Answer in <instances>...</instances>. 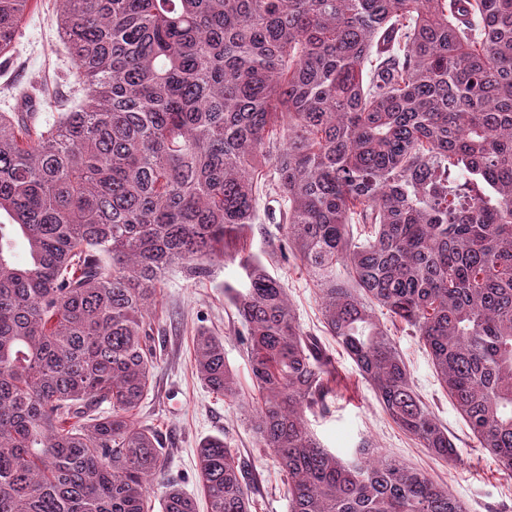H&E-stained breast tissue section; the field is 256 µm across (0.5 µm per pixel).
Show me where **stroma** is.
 I'll return each mask as SVG.
<instances>
[{"label": "stroma", "instance_id": "35a3bbf8", "mask_svg": "<svg viewBox=\"0 0 512 512\" xmlns=\"http://www.w3.org/2000/svg\"><path fill=\"white\" fill-rule=\"evenodd\" d=\"M58 11V0H30L11 50L0 54V112L20 111L25 93L67 98L65 51L56 25ZM286 231L279 196L272 188H264L257 198L256 221L245 247L285 285L301 329L317 340L335 369L326 409L308 416L317 437L344 456L362 441H369L381 453L422 469L446 485L462 499L467 512H512V477L500 471L496 460L480 448L457 414L437 380L425 347L382 311L378 317L405 360L416 392L453 437L458 461L450 464L432 457L387 416L356 364L326 333L317 290L286 249ZM240 280L238 266L221 261L214 262L202 278L189 276L180 266L168 270L154 311L153 337L162 349L161 360L136 420L162 434L167 454L165 477L195 497L198 512H207V503L195 479L197 448L211 436L224 437L245 466L252 512H288L287 479L261 447L254 428L255 393L244 328L224 294L225 284ZM201 328L224 338V359L237 379V401L214 394L195 374L192 340Z\"/></svg>", "mask_w": 512, "mask_h": 512}]
</instances>
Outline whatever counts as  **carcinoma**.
Segmentation results:
<instances>
[{"mask_svg":"<svg viewBox=\"0 0 512 512\" xmlns=\"http://www.w3.org/2000/svg\"><path fill=\"white\" fill-rule=\"evenodd\" d=\"M28 2L0 0V52ZM60 2L83 98L45 127L0 112V512H145L166 471L136 421L150 314L170 267L217 258L243 271L224 292L289 512H465L425 472L372 448L344 460L309 427L330 361L240 245L269 164L325 328L385 413L457 461L377 307L512 475V0ZM193 348L197 377L237 399L224 339L202 328ZM197 457L209 512H251L224 438ZM163 510L196 512L174 485Z\"/></svg>","mask_w":512,"mask_h":512,"instance_id":"carcinoma-1","label":"carcinoma"}]
</instances>
